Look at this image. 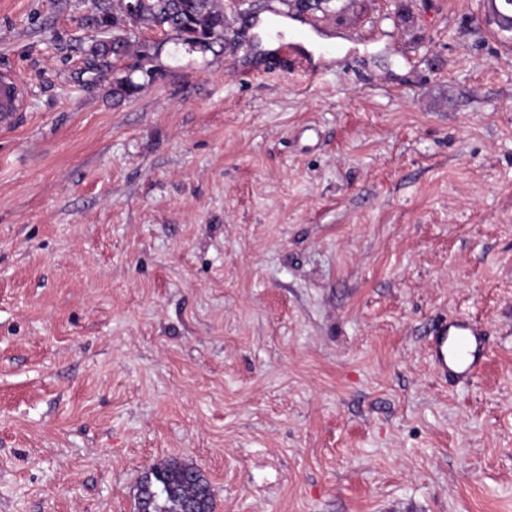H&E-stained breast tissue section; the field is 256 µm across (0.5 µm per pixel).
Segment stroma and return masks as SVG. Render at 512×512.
Segmentation results:
<instances>
[{
	"instance_id": "1",
	"label": "stroma",
	"mask_w": 512,
	"mask_h": 512,
	"mask_svg": "<svg viewBox=\"0 0 512 512\" xmlns=\"http://www.w3.org/2000/svg\"><path fill=\"white\" fill-rule=\"evenodd\" d=\"M485 0H224L94 66L92 0H0V512H512V33ZM317 39L312 73L256 18ZM140 88L113 96L116 79ZM490 335L437 380L432 325ZM22 95L19 81L11 78L0 80V126L8 125L17 112ZM485 336L482 324L467 316L440 321L428 339V357L437 377L457 384L470 382L486 360ZM135 506L136 512H212L211 487L196 466L171 460L144 472Z\"/></svg>"
}]
</instances>
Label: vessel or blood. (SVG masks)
Returning a JSON list of instances; mask_svg holds the SVG:
<instances>
[{
    "label": "vessel or blood",
    "mask_w": 512,
    "mask_h": 512,
    "mask_svg": "<svg viewBox=\"0 0 512 512\" xmlns=\"http://www.w3.org/2000/svg\"><path fill=\"white\" fill-rule=\"evenodd\" d=\"M21 95L19 81L0 80V126L12 120ZM487 352L482 324L463 315L440 321L428 339V357L437 377L457 384L470 382L478 374Z\"/></svg>",
    "instance_id": "1"
}]
</instances>
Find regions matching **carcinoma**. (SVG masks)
<instances>
[{"instance_id":"carcinoma-1","label":"carcinoma","mask_w":512,"mask_h":512,"mask_svg":"<svg viewBox=\"0 0 512 512\" xmlns=\"http://www.w3.org/2000/svg\"><path fill=\"white\" fill-rule=\"evenodd\" d=\"M101 15L98 27L112 28V38L91 45V53L108 57L115 50L139 52L157 48L145 41L134 42L139 29L172 32L182 44H215L224 40L230 21L222 0H144L142 10L128 15L124 0H96ZM136 512H212L211 487L203 473L191 463L171 460L150 466L142 475L135 497Z\"/></svg>"}]
</instances>
